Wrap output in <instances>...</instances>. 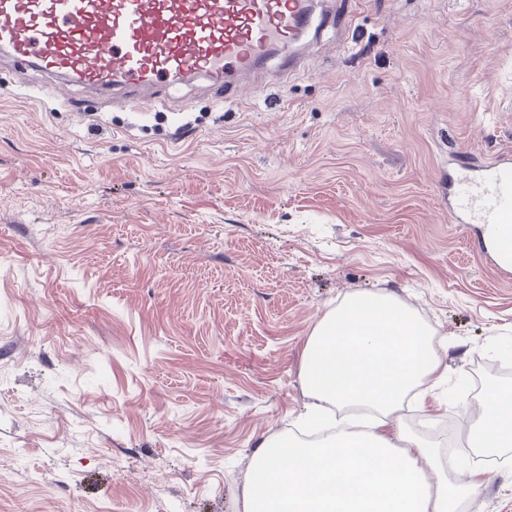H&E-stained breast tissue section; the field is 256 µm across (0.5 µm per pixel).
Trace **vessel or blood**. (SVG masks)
I'll use <instances>...</instances> for the list:
<instances>
[{"label":"vessel or blood","mask_w":512,"mask_h":512,"mask_svg":"<svg viewBox=\"0 0 512 512\" xmlns=\"http://www.w3.org/2000/svg\"><path fill=\"white\" fill-rule=\"evenodd\" d=\"M312 22L308 0H0V54L24 71L125 91L139 115L155 107L150 88L202 77L238 88L272 52L284 72L301 65L288 47ZM454 223L475 224L481 244L512 269V154L448 171Z\"/></svg>","instance_id":"b4317fda"}]
</instances>
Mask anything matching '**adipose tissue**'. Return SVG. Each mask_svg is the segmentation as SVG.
<instances>
[{"mask_svg": "<svg viewBox=\"0 0 512 512\" xmlns=\"http://www.w3.org/2000/svg\"><path fill=\"white\" fill-rule=\"evenodd\" d=\"M439 346L429 325L390 294L355 293L326 313L305 347L303 419L324 430L342 411L349 430L320 444L260 445L253 466L267 483L246 487L243 512H458L474 500L484 471L450 480L401 415L424 404ZM467 440L487 456L512 447L511 384L488 388Z\"/></svg>", "mask_w": 512, "mask_h": 512, "instance_id": "ef3b65f1", "label": "adipose tissue"}]
</instances>
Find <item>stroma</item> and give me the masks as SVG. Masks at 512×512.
Instances as JSON below:
<instances>
[{
    "instance_id": "stroma-1",
    "label": "stroma",
    "mask_w": 512,
    "mask_h": 512,
    "mask_svg": "<svg viewBox=\"0 0 512 512\" xmlns=\"http://www.w3.org/2000/svg\"><path fill=\"white\" fill-rule=\"evenodd\" d=\"M314 7L349 21L307 30L297 75L161 85L144 116L0 59V512H241L255 448L303 430L312 328L354 292L444 343L405 423L486 471L464 512H512V464L427 428L466 436L477 385L512 384V274L440 196L449 155L512 150V0Z\"/></svg>"
}]
</instances>
